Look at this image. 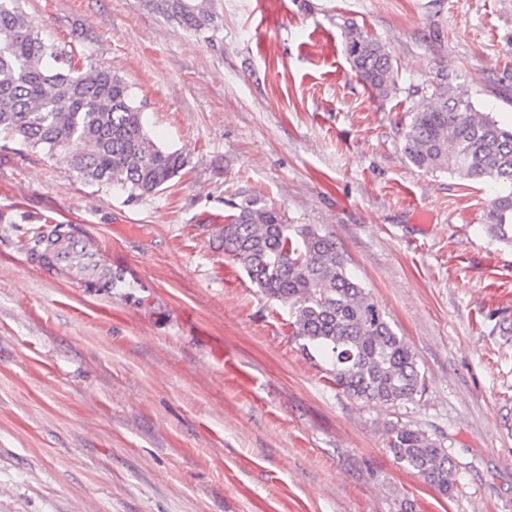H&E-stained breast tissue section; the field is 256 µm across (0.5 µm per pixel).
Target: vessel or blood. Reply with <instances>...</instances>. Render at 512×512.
<instances>
[{"label": "vessel or blood", "instance_id": "obj_1", "mask_svg": "<svg viewBox=\"0 0 512 512\" xmlns=\"http://www.w3.org/2000/svg\"><path fill=\"white\" fill-rule=\"evenodd\" d=\"M34 257L45 269L68 274L80 282L109 280L112 272L90 236L58 234L43 237Z\"/></svg>", "mask_w": 512, "mask_h": 512}]
</instances>
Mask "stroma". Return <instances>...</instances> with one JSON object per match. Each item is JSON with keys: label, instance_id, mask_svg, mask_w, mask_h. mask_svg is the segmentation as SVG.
Wrapping results in <instances>:
<instances>
[{"label": "stroma", "instance_id": "stroma-1", "mask_svg": "<svg viewBox=\"0 0 512 512\" xmlns=\"http://www.w3.org/2000/svg\"><path fill=\"white\" fill-rule=\"evenodd\" d=\"M42 38L115 71L187 165L128 199L0 140V512H512V246L495 190L424 172L401 129L441 77L512 125V0H216L203 37L142 0H21ZM398 86L352 69L350 29ZM253 196L334 235L412 347L426 391L338 389L215 236ZM90 234L111 282L27 261ZM400 420L443 440L451 496L389 454ZM348 53L353 68L361 78L381 97H387L397 85L390 55L384 46L364 36L358 29H351Z\"/></svg>", "mask_w": 512, "mask_h": 512}]
</instances>
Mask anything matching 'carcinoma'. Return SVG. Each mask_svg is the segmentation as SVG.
Instances as JSON below:
<instances>
[{"label":"carcinoma","instance_id":"obj_1","mask_svg":"<svg viewBox=\"0 0 512 512\" xmlns=\"http://www.w3.org/2000/svg\"><path fill=\"white\" fill-rule=\"evenodd\" d=\"M145 6L198 35L215 28V0H144ZM349 57L381 97L396 90L384 46L353 29ZM0 134L61 154L87 181L139 199L161 192L187 165L147 134L140 107L110 69L79 65L75 51L45 42L20 7L0 0ZM403 150L417 168L448 170L497 186L487 228L512 245V128L498 125L442 78L402 129ZM218 236L266 296L288 305L293 335L318 351L336 388L364 403L414 402L425 380L405 338L385 320L371 294L346 269L333 235L311 224H288L256 198L233 204ZM395 461L443 495L455 486L444 442L400 421L382 428Z\"/></svg>","mask_w":512,"mask_h":512}]
</instances>
